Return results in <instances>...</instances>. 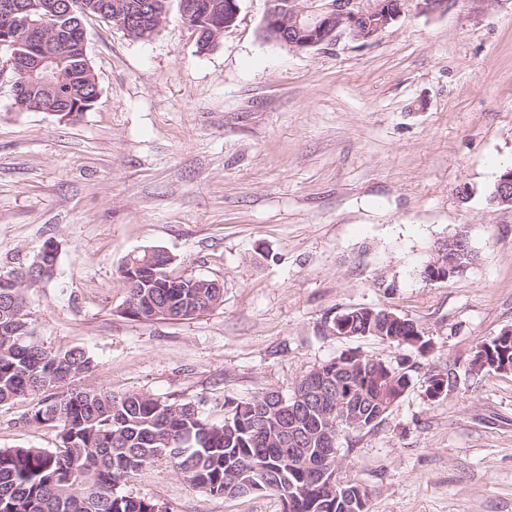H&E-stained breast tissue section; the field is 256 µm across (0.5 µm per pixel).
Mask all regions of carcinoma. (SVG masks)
Here are the masks:
<instances>
[{
	"instance_id": "obj_1",
	"label": "carcinoma",
	"mask_w": 512,
	"mask_h": 512,
	"mask_svg": "<svg viewBox=\"0 0 512 512\" xmlns=\"http://www.w3.org/2000/svg\"><path fill=\"white\" fill-rule=\"evenodd\" d=\"M137 0H55L52 14L39 7L43 0H23L32 23L63 27L92 15L114 22L117 12ZM201 21L198 45L209 48L214 31L206 18L224 15L226 0H192ZM25 29L15 28L16 47L3 46L12 60L13 87L27 95L28 109L85 112L99 95L95 76L79 45L56 66L52 89L36 82L37 54L21 43ZM119 278L127 290L125 313L139 320L192 317L190 300L203 314L221 303L223 289L194 288L191 274L173 275L171 259L140 271L136 278L121 266ZM359 336H375L398 346L422 350L429 340L407 323L386 326L364 308L348 311ZM0 405L31 395L42 396L29 421L59 428V446L0 448V512H167L149 497H133L118 487L158 461L172 465L177 475L211 495L236 497L256 491L275 493L282 512H368V502L356 501L346 510L336 495L315 483L305 462L286 454L288 417H261L269 397L224 403V418L210 422L192 401L179 404L139 393L115 395L85 383L94 372L90 353L80 347L51 350L34 335L26 313L25 288H0ZM392 378L373 386L374 404L362 407L366 417L386 411L409 387L407 372L390 368Z\"/></svg>"
}]
</instances>
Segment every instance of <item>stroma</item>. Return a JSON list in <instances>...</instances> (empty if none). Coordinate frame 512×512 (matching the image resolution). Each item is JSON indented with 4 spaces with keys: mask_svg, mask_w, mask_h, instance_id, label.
Wrapping results in <instances>:
<instances>
[{
    "mask_svg": "<svg viewBox=\"0 0 512 512\" xmlns=\"http://www.w3.org/2000/svg\"><path fill=\"white\" fill-rule=\"evenodd\" d=\"M268 0L199 49L177 4L135 40L83 18L100 94L64 121L13 105L0 77V271L58 244L51 280L26 291L48 348L81 347L115 394L194 402L288 391L358 353L405 364L411 383L374 428L340 445L342 480L369 512H512V372H471L482 342L512 328V211L488 194L512 168V0H455L425 15L404 0L368 44L295 50L261 29ZM466 229L474 263L446 282L422 270ZM165 250L174 272L218 282L223 301L187 320L124 313L125 257ZM359 307L414 320L427 353L332 332ZM448 377L439 400L429 374ZM0 406V448L47 450L58 429ZM123 493L168 512H281L270 493L224 497L167 462Z\"/></svg>",
    "mask_w": 512,
    "mask_h": 512,
    "instance_id": "stroma-1",
    "label": "stroma"
}]
</instances>
